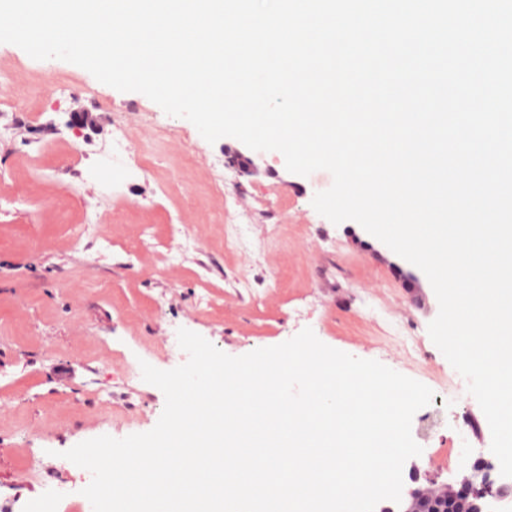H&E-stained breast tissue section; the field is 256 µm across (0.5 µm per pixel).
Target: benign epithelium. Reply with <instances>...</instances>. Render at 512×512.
<instances>
[{
    "mask_svg": "<svg viewBox=\"0 0 512 512\" xmlns=\"http://www.w3.org/2000/svg\"><path fill=\"white\" fill-rule=\"evenodd\" d=\"M228 160L244 174L253 175L257 170L254 159L242 151L233 153ZM488 492L487 476L478 467L456 486L431 483L410 489L398 512H444L450 503L456 505V512H485Z\"/></svg>",
    "mask_w": 512,
    "mask_h": 512,
    "instance_id": "1",
    "label": "benign epithelium"
}]
</instances>
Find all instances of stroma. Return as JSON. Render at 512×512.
I'll return each instance as SVG.
<instances>
[{
	"mask_svg": "<svg viewBox=\"0 0 512 512\" xmlns=\"http://www.w3.org/2000/svg\"><path fill=\"white\" fill-rule=\"evenodd\" d=\"M0 71L30 87L25 134L0 138V512H88L83 489L92 475L64 458L76 444L151 430L165 406L156 386L124 377L126 362L161 370L173 328L203 336L241 356L281 344L311 328L324 344L374 359L430 387L411 432L420 456L403 468V487L455 482L469 474L475 448L491 431L466 386L449 389L458 372L432 342L428 325L439 305L426 276L408 282L401 258L355 221L333 224L312 199L328 189L329 172H289L283 155L262 152L259 174L245 176L227 158L243 144L208 143L187 119L168 115L138 92H121L87 70L35 60L0 43ZM73 90L52 103L45 87ZM97 104L107 116L125 113L128 144L147 155L141 170L106 185L112 166L104 148L111 132L83 140L67 121L75 105ZM159 127L196 143L188 159ZM223 159V190L210 164ZM111 191L112 248L88 265L73 231L84 220L80 201ZM247 213L246 250L224 241L223 211ZM193 248L170 262L182 239ZM83 283L73 295V283ZM469 408L474 422L461 428ZM61 487L44 497V480Z\"/></svg>",
	"mask_w": 512,
	"mask_h": 512,
	"instance_id": "stroma-1",
	"label": "stroma"
}]
</instances>
